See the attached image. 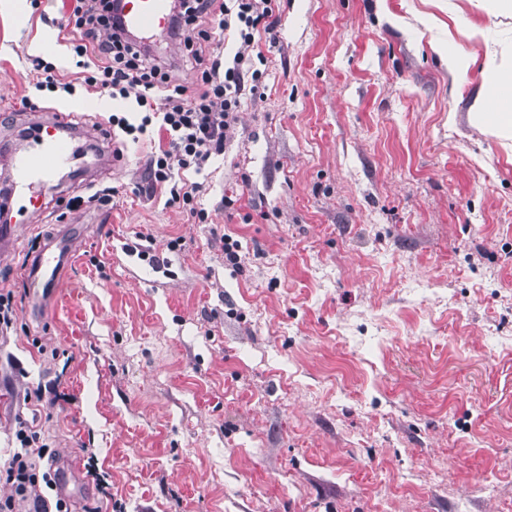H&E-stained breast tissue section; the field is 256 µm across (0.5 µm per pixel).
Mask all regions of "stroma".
Masks as SVG:
<instances>
[{
	"instance_id": "35a3bbf8",
	"label": "stroma",
	"mask_w": 512,
	"mask_h": 512,
	"mask_svg": "<svg viewBox=\"0 0 512 512\" xmlns=\"http://www.w3.org/2000/svg\"><path fill=\"white\" fill-rule=\"evenodd\" d=\"M60 6L0 7V141L94 102L86 173L45 184L0 263L22 303L0 335V457L26 421L71 512H512V146L469 121L512 15L276 0L262 85L188 176L201 221L150 178L156 130L106 135L130 102L36 89L35 58L77 73ZM80 217L55 304L28 311L30 252Z\"/></svg>"
}]
</instances>
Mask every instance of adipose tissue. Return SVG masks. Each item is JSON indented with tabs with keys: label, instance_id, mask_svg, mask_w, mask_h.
I'll return each instance as SVG.
<instances>
[{
	"label": "adipose tissue",
	"instance_id": "adipose-tissue-1",
	"mask_svg": "<svg viewBox=\"0 0 512 512\" xmlns=\"http://www.w3.org/2000/svg\"><path fill=\"white\" fill-rule=\"evenodd\" d=\"M470 122L500 142L512 141V54H505L473 106Z\"/></svg>",
	"mask_w": 512,
	"mask_h": 512
}]
</instances>
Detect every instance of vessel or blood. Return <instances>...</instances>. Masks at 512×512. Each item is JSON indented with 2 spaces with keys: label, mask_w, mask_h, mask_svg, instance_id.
<instances>
[{
  "label": "vessel or blood",
  "mask_w": 512,
  "mask_h": 512,
  "mask_svg": "<svg viewBox=\"0 0 512 512\" xmlns=\"http://www.w3.org/2000/svg\"><path fill=\"white\" fill-rule=\"evenodd\" d=\"M119 5L123 26L139 35H164L172 23L169 0H120ZM71 129L67 118L60 114L34 120L27 143L0 154V161L12 174L8 191L0 193L1 209L23 211L30 220L43 211L38 186L54 179L75 158ZM75 242L70 226H60L44 238L39 251L31 257L24 276L31 286L33 308L44 309L62 288Z\"/></svg>",
  "instance_id": "b4317fda"
}]
</instances>
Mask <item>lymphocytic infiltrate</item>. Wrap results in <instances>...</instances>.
Wrapping results in <instances>:
<instances>
[{
    "instance_id": "obj_1",
    "label": "lymphocytic infiltrate",
    "mask_w": 512,
    "mask_h": 512,
    "mask_svg": "<svg viewBox=\"0 0 512 512\" xmlns=\"http://www.w3.org/2000/svg\"><path fill=\"white\" fill-rule=\"evenodd\" d=\"M273 0H185L170 31L183 45L182 66L195 78L196 89L187 92L172 82L168 71L143 63L148 48L126 38L112 15V0H62L67 23L81 32L74 44L75 66L88 89H103L112 97L134 100L146 114L140 124L113 117L112 123L126 134L145 133L156 126L165 136L149 161L154 181L170 183L169 202L193 205L199 183L188 182L187 173H201L208 162L224 152L242 105L246 81H260L254 56L260 49V33H273ZM237 44L231 56L208 50L213 30ZM17 448L0 463V478L9 487L0 496V512H19L20 504L32 512H68L65 501L48 506L39 491L40 473L33 460L38 441L28 424L16 432Z\"/></svg>"
}]
</instances>
